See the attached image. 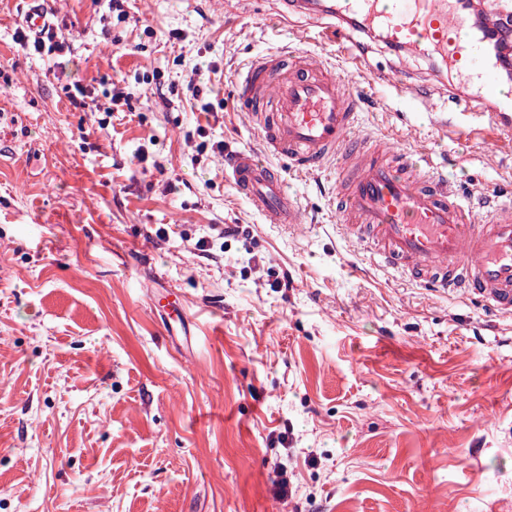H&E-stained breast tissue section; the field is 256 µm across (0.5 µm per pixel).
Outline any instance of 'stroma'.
I'll return each instance as SVG.
<instances>
[{
    "label": "stroma",
    "mask_w": 512,
    "mask_h": 512,
    "mask_svg": "<svg viewBox=\"0 0 512 512\" xmlns=\"http://www.w3.org/2000/svg\"><path fill=\"white\" fill-rule=\"evenodd\" d=\"M33 5L64 50L18 41ZM125 9L0 0V512H512V315L372 263L329 181L285 172L308 216L291 228L224 178L225 153L263 151L239 76L286 46L474 196L512 199V134H443L428 58L404 57L415 106L381 82L382 42L340 59L274 0ZM78 85L127 102L74 109Z\"/></svg>",
    "instance_id": "obj_1"
}]
</instances>
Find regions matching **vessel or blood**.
Listing matches in <instances>:
<instances>
[{
  "instance_id": "vessel-or-blood-1",
  "label": "vessel or blood",
  "mask_w": 512,
  "mask_h": 512,
  "mask_svg": "<svg viewBox=\"0 0 512 512\" xmlns=\"http://www.w3.org/2000/svg\"><path fill=\"white\" fill-rule=\"evenodd\" d=\"M284 10L329 17L322 38L357 57L359 36L441 61L471 92H449L454 113L435 123L466 139L483 126L512 131V101L500 55L512 14L486 0H279ZM238 100L263 134V155L235 151L224 178L265 223L304 218L283 171L339 169L337 223L381 267L441 292H461L490 312L512 314V200L477 212L460 188L427 163L361 134L363 93L323 62L292 50L259 55L242 72Z\"/></svg>"
}]
</instances>
